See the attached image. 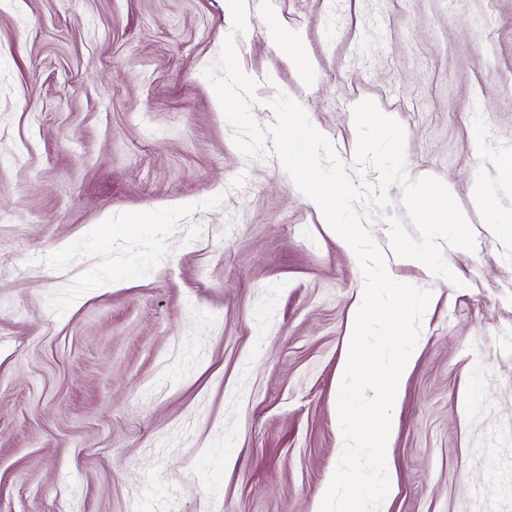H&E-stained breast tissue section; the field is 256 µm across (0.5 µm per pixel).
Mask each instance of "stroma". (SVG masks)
Listing matches in <instances>:
<instances>
[{
  "label": "stroma",
  "mask_w": 512,
  "mask_h": 512,
  "mask_svg": "<svg viewBox=\"0 0 512 512\" xmlns=\"http://www.w3.org/2000/svg\"><path fill=\"white\" fill-rule=\"evenodd\" d=\"M245 6L254 120L284 93L374 186L373 101L474 237L452 285L391 250L401 185L365 222L432 294L388 512H512V230L479 202L512 213V0ZM231 29L228 0H0V512H315L331 482L363 274L273 140L236 148L204 75ZM481 205L483 206L486 213V223L490 227V231L497 232L506 227H511L512 224V213L505 215L499 212L497 205L493 201L492 198L488 196H484L483 199L480 200Z\"/></svg>",
  "instance_id": "35a3bbf8"
}]
</instances>
